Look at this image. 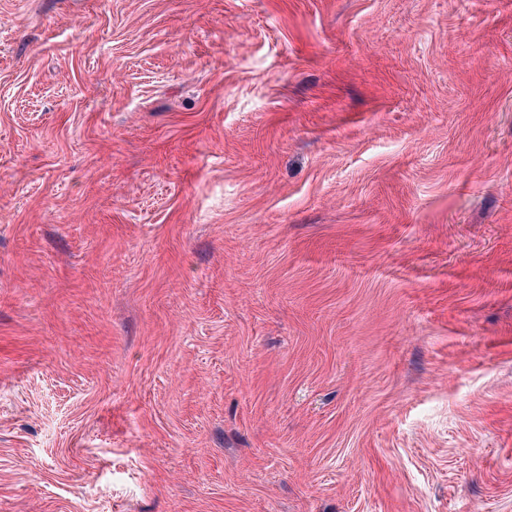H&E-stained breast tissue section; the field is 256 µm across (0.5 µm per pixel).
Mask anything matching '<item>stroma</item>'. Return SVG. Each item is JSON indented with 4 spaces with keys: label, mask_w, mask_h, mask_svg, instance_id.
Wrapping results in <instances>:
<instances>
[{
    "label": "stroma",
    "mask_w": 512,
    "mask_h": 512,
    "mask_svg": "<svg viewBox=\"0 0 512 512\" xmlns=\"http://www.w3.org/2000/svg\"><path fill=\"white\" fill-rule=\"evenodd\" d=\"M0 512H512V0H0Z\"/></svg>",
    "instance_id": "stroma-1"
}]
</instances>
